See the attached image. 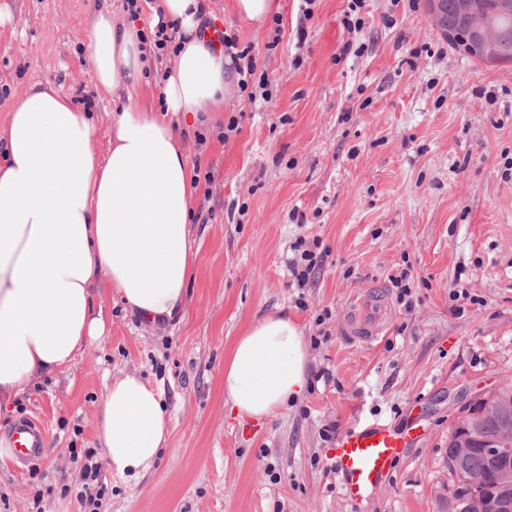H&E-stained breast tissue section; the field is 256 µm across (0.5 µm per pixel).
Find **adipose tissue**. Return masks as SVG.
<instances>
[{
  "mask_svg": "<svg viewBox=\"0 0 512 512\" xmlns=\"http://www.w3.org/2000/svg\"><path fill=\"white\" fill-rule=\"evenodd\" d=\"M203 0H156L181 48L159 86L162 112L124 106L107 152L93 119L59 88L30 81L0 126V404L64 372L105 332L104 291L148 326L183 319L194 276V192L178 128L222 106L231 61L200 39ZM83 45L113 97L144 78L142 31L94 12ZM308 354L287 314L249 322L224 358V397L264 418L301 397ZM113 477L151 472L172 433L160 391L137 372L113 377L98 414Z\"/></svg>",
  "mask_w": 512,
  "mask_h": 512,
  "instance_id": "obj_1",
  "label": "adipose tissue"
}]
</instances>
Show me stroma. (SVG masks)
Masks as SVG:
<instances>
[{
  "label": "stroma",
  "instance_id": "stroma-1",
  "mask_svg": "<svg viewBox=\"0 0 512 512\" xmlns=\"http://www.w3.org/2000/svg\"><path fill=\"white\" fill-rule=\"evenodd\" d=\"M6 2L0 124L33 79L90 106L102 153L121 104L159 108L170 57L116 102L97 89L80 42L95 10L128 18L125 0ZM206 2L209 18L253 45L268 84L249 95L231 84L219 111L180 129L190 167L211 175L194 189L185 317L148 327L103 296L105 336L0 409V433L23 415L48 430L30 465L0 447V512H83L76 460L103 462L97 416L122 371L162 392L173 431L141 480L101 470L99 512H352L327 429L357 422L425 431L361 512H439L452 485L450 428L512 384V63L450 47L425 0H366L354 34L342 25L346 0H315L309 17L303 0H273L252 22L235 0ZM350 38L366 49L341 56ZM300 241L324 255L302 286L289 271ZM404 271L412 307L394 305L375 345H348L345 291ZM278 310L303 331L306 390L261 422L239 421L224 403L225 353L249 321Z\"/></svg>",
  "mask_w": 512,
  "mask_h": 512
}]
</instances>
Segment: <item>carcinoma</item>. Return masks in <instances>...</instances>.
Returning a JSON list of instances; mask_svg holds the SVG:
<instances>
[{"instance_id": "cac0c4a2", "label": "carcinoma", "mask_w": 512, "mask_h": 512, "mask_svg": "<svg viewBox=\"0 0 512 512\" xmlns=\"http://www.w3.org/2000/svg\"><path fill=\"white\" fill-rule=\"evenodd\" d=\"M483 2L488 18L506 30L499 40L498 53L512 62V15L500 12L503 0ZM511 410L512 387L475 406L462 421L470 429L463 448L458 442L459 425L452 427L448 435V472L456 494L448 497V512H479L480 497H496L504 505L502 512H512V463L489 448L504 439L503 429Z\"/></svg>"}]
</instances>
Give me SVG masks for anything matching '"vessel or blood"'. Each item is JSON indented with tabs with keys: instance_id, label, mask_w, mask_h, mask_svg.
Listing matches in <instances>:
<instances>
[{
	"instance_id": "vessel-or-blood-1",
	"label": "vessel or blood",
	"mask_w": 512,
	"mask_h": 512,
	"mask_svg": "<svg viewBox=\"0 0 512 512\" xmlns=\"http://www.w3.org/2000/svg\"><path fill=\"white\" fill-rule=\"evenodd\" d=\"M392 320L389 294L383 288H353L341 307V336L351 345L368 346L386 336ZM45 427L36 418L18 420L0 445L10 448L16 463L41 457ZM410 438L381 424L355 425L337 437L328 456L340 477L345 496L353 505L372 498L390 479L395 460Z\"/></svg>"
}]
</instances>
